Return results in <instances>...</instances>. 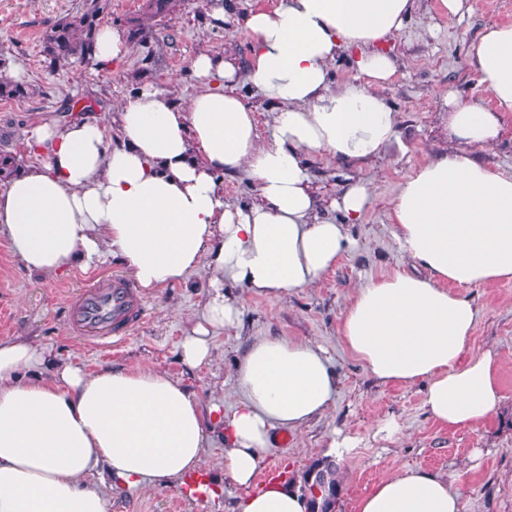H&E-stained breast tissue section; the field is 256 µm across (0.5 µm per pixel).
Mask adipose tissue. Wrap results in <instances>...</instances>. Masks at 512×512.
Here are the masks:
<instances>
[{
  "mask_svg": "<svg viewBox=\"0 0 512 512\" xmlns=\"http://www.w3.org/2000/svg\"><path fill=\"white\" fill-rule=\"evenodd\" d=\"M414 5L276 0L247 14L248 79L277 107L265 141L233 91L239 66L229 53L194 57L207 87L187 107L146 87L109 123L34 125L24 135L34 164L0 185V235L25 268L45 275L112 257L153 292L205 271L210 290L181 358L210 363L212 337L241 315L225 283L280 297L314 285L347 250L346 227L360 219L369 189L351 185L335 201L342 223L322 219L307 158L363 163L395 140L398 117L380 90L398 71L387 45ZM344 53L357 75L334 88L329 67ZM472 64L493 108L448 99L450 148L413 171L394 200L398 245L421 274L357 288L339 326L344 347L380 383H424V406L443 427L476 426L502 401L498 355L469 348L476 309L451 287L512 279V176L476 156L512 112V25L486 30ZM239 174L256 183L257 198L231 206L223 178ZM234 380L228 414L149 367L89 373L26 338L0 339V512H107L104 492L87 484L103 471L130 490L180 486L217 429L224 478L246 491L238 512H307L297 489L252 484L277 430L295 433L333 405L337 371L316 344L259 337L243 349ZM353 510L459 512V492L408 468L374 483Z\"/></svg>",
  "mask_w": 512,
  "mask_h": 512,
  "instance_id": "ef3b65f1",
  "label": "adipose tissue"
}]
</instances>
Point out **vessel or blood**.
I'll return each mask as SVG.
<instances>
[{"instance_id":"b4317fda","label":"vessel or blood","mask_w":512,"mask_h":512,"mask_svg":"<svg viewBox=\"0 0 512 512\" xmlns=\"http://www.w3.org/2000/svg\"><path fill=\"white\" fill-rule=\"evenodd\" d=\"M143 317L144 307L135 284L107 276L83 289L71 301L68 328L99 348L118 342ZM210 491L211 484L205 474L194 472L185 477L183 496L201 500Z\"/></svg>"}]
</instances>
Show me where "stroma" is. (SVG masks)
<instances>
[{"instance_id":"1","label":"stroma","mask_w":512,"mask_h":512,"mask_svg":"<svg viewBox=\"0 0 512 512\" xmlns=\"http://www.w3.org/2000/svg\"><path fill=\"white\" fill-rule=\"evenodd\" d=\"M82 0H0V74L33 85L34 95L0 101V146L23 154L25 129L46 118L60 121L86 114L117 112L128 97L152 86L186 104L202 87L190 62L199 53L232 52L247 64L251 32L242 23L248 12L272 7L273 0H232L224 23L210 17V0H182L174 19L149 22L150 33L127 41V52L109 64L78 61L49 68L42 35L49 22L75 13ZM512 25V0H464L451 15L440 0H416L401 32L390 44L399 64L382 93L399 115V138L385 152L356 166L319 152L307 160L320 215L340 220L333 203L353 183L370 195L360 222L348 225L350 245L336 266L311 288L281 297L239 289L243 308L236 326L213 338V360L185 366L180 345L201 313L208 291L203 272L185 282L141 293L145 316L128 338L99 350L66 330L70 297L98 274L127 277L117 260L46 276L28 271L0 235V339L25 336L57 359L93 372L103 367L148 366L180 381L202 403L232 409L237 402L233 367L245 343L257 337H292L322 346L340 377L331 409L288 437L269 467L284 477L300 476L324 458L333 440L349 438L355 449L340 467L336 512H352L355 498L372 484L405 467H422L443 477L462 472L460 512H512V280L487 287H458L477 310L470 339L474 348H492L500 358V413L478 426L448 429L423 406V383L382 384L370 377L339 338L342 312L355 289L370 280L416 266L400 249L391 220L399 185L417 167L448 146L447 97L481 106L492 98L480 84L471 56L489 28ZM400 425L394 438L377 436L378 422ZM224 439L213 433L201 466L214 490L207 499L182 497L180 489L152 487L139 493L113 489L108 512H232L243 488L219 478Z\"/></svg>"}]
</instances>
